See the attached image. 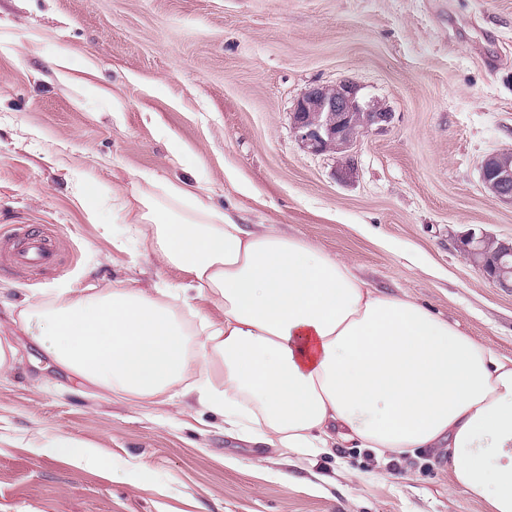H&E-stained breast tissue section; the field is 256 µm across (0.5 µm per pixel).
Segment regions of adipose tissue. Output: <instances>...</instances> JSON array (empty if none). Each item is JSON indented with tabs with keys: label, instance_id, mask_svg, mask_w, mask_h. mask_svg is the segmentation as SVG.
<instances>
[{
	"label": "adipose tissue",
	"instance_id": "adipose-tissue-1",
	"mask_svg": "<svg viewBox=\"0 0 512 512\" xmlns=\"http://www.w3.org/2000/svg\"><path fill=\"white\" fill-rule=\"evenodd\" d=\"M143 180L136 221L191 282L28 302L20 318L41 325L57 364L143 399L181 384L229 432L298 456L346 444L383 457L443 451L455 488L512 512V359L349 263Z\"/></svg>",
	"mask_w": 512,
	"mask_h": 512
}]
</instances>
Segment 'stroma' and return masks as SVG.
Instances as JSON below:
<instances>
[{"mask_svg":"<svg viewBox=\"0 0 512 512\" xmlns=\"http://www.w3.org/2000/svg\"><path fill=\"white\" fill-rule=\"evenodd\" d=\"M357 86L392 115L349 152L314 154L291 113L312 85ZM512 152V0H0V512H490L443 454L365 448L298 458L160 396L137 400L55 364L19 313L59 289L181 280L125 246L152 171L352 263L512 358V292L457 250L512 242V205L480 181ZM354 159L356 172L341 180ZM24 228L54 266L12 265ZM74 438L86 465L51 453ZM51 447L52 448H50V450L53 453L68 456L72 458L74 461L82 462L87 465L92 464L95 459L94 453L91 450V448L77 440L59 438L56 441H54Z\"/></svg>","mask_w":512,"mask_h":512,"instance_id":"35a3bbf8","label":"stroma"}]
</instances>
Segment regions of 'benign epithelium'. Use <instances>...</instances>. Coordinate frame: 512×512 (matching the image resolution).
<instances>
[{"instance_id":"obj_1","label":"benign epithelium","mask_w":512,"mask_h":512,"mask_svg":"<svg viewBox=\"0 0 512 512\" xmlns=\"http://www.w3.org/2000/svg\"><path fill=\"white\" fill-rule=\"evenodd\" d=\"M358 89L350 83L338 86L317 85L298 99L293 116L295 137L302 146L318 154L335 149L349 150L358 138L372 129H380L392 120V113L369 103L362 104ZM480 178L492 197L512 204V170L498 165V156L490 155L482 163ZM498 242L495 262L485 261V245ZM457 246L472 264L496 286L512 290V244L483 233L468 231L457 239Z\"/></svg>"}]
</instances>
